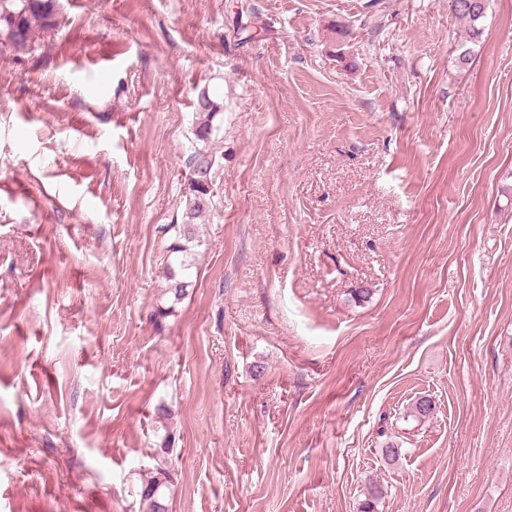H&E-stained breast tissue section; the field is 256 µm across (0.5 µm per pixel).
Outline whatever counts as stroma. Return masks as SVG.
Instances as JSON below:
<instances>
[{
  "label": "stroma",
  "mask_w": 512,
  "mask_h": 512,
  "mask_svg": "<svg viewBox=\"0 0 512 512\" xmlns=\"http://www.w3.org/2000/svg\"><path fill=\"white\" fill-rule=\"evenodd\" d=\"M59 8L0 51V512H134L168 431L173 512H512V0L464 65L448 0ZM202 100L204 102H202ZM221 106L212 99L206 90H203L197 99V126L195 129L196 140L202 143L201 147L195 148L191 156L189 166L197 173L196 181H191L185 188V216L183 237L185 243L174 242L169 247L167 257L166 277L168 279L167 293L171 294L174 301H180L186 294L189 286V270L192 264L187 260L189 243L194 239L192 225L197 224L209 208L211 197H213V181L211 176L214 164L213 155L209 152V143L216 129L215 119L221 113Z\"/></svg>",
  "instance_id": "obj_1"
}]
</instances>
